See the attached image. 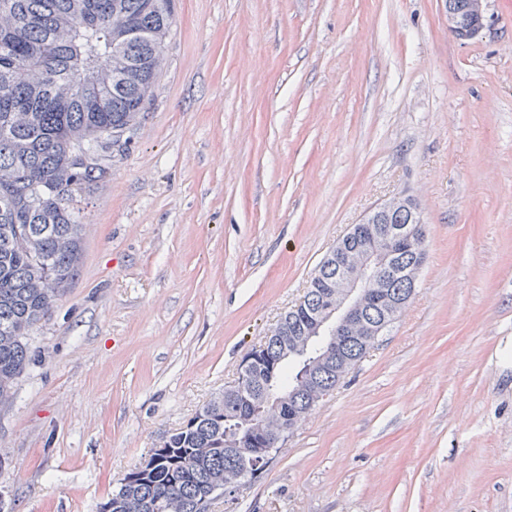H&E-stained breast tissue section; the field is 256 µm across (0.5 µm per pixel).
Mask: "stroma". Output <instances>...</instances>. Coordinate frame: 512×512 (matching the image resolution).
<instances>
[{"instance_id":"obj_1","label":"stroma","mask_w":512,"mask_h":512,"mask_svg":"<svg viewBox=\"0 0 512 512\" xmlns=\"http://www.w3.org/2000/svg\"><path fill=\"white\" fill-rule=\"evenodd\" d=\"M158 87L79 194L80 271L0 405V512H96L237 377L325 254L423 211L409 305L212 512H512V0H175ZM467 2V7L470 15L475 21V26L471 30L472 36H477L484 28L485 19V0H448V7H453L460 12V16L464 21L468 22L469 19L464 11V5Z\"/></svg>"}]
</instances>
